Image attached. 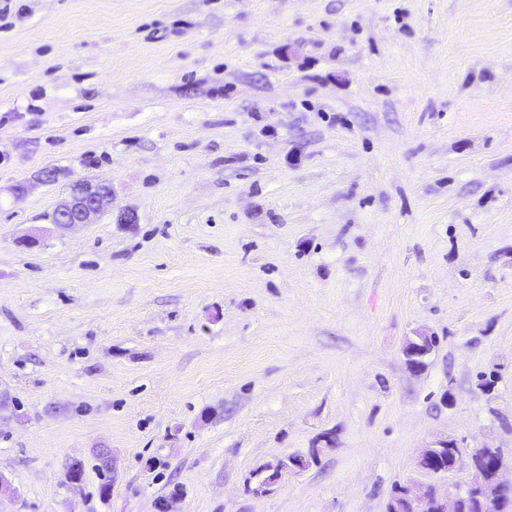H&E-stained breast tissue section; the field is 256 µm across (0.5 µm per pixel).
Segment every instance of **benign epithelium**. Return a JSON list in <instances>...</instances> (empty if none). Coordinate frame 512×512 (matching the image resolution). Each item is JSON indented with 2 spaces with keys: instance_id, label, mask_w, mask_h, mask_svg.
<instances>
[{
  "instance_id": "benign-epithelium-1",
  "label": "benign epithelium",
  "mask_w": 512,
  "mask_h": 512,
  "mask_svg": "<svg viewBox=\"0 0 512 512\" xmlns=\"http://www.w3.org/2000/svg\"><path fill=\"white\" fill-rule=\"evenodd\" d=\"M112 198V189L105 183L83 182L72 189L69 197L64 199L56 208L60 226H73L76 224H91L99 214L104 203ZM433 347L428 344L426 337H420V342L407 343L403 353L409 369L415 373L422 371L426 365V359L431 354ZM457 447L453 439L443 438L425 448L417 461L418 471L424 475H436L434 468V454L445 449ZM485 459L489 467L494 471L493 483L489 486L481 483H472L467 488L459 491L454 496L453 506H448V498L436 494L433 486L417 480L397 488L394 499L414 500L417 503L415 512H461V506L468 500L480 501L479 512H496V507L504 500L508 493H512V485H506L499 481V473L504 466V452L500 448H488L485 450Z\"/></svg>"
}]
</instances>
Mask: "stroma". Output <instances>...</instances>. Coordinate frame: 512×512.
<instances>
[{"label":"stroma","instance_id":"1","mask_svg":"<svg viewBox=\"0 0 512 512\" xmlns=\"http://www.w3.org/2000/svg\"><path fill=\"white\" fill-rule=\"evenodd\" d=\"M445 437L512 452V0H0V512H387ZM112 198V189L105 183L83 182L77 184L69 197L56 208L60 226L90 224L99 214L104 203ZM420 342L406 344L403 353L409 369L415 373L422 371L426 366V359L431 354L433 347L428 344L426 336H419ZM308 463V460L303 461L299 456H289L287 461H280L276 466H264L256 471L255 476H258L256 487L254 490L264 491L268 486H273L281 477L284 470L292 467H302L303 464ZM306 465V464H305Z\"/></svg>","mask_w":512,"mask_h":512}]
</instances>
